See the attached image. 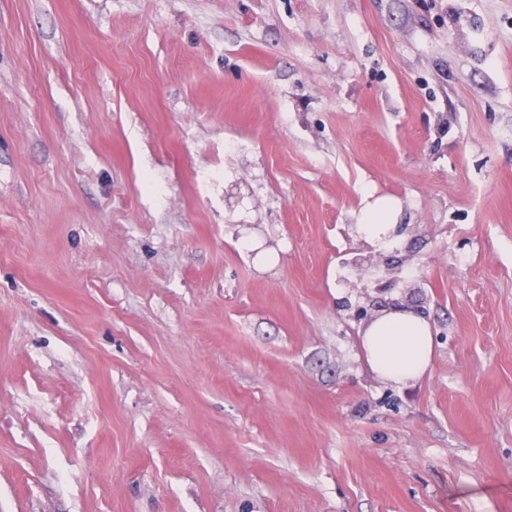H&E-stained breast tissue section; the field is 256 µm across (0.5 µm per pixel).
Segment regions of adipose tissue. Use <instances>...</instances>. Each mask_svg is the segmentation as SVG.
<instances>
[{
	"label": "adipose tissue",
	"instance_id": "ef3b65f1",
	"mask_svg": "<svg viewBox=\"0 0 512 512\" xmlns=\"http://www.w3.org/2000/svg\"><path fill=\"white\" fill-rule=\"evenodd\" d=\"M361 345L371 370L401 387L424 375L433 353L429 323L405 307L382 310L365 327Z\"/></svg>",
	"mask_w": 512,
	"mask_h": 512
}]
</instances>
